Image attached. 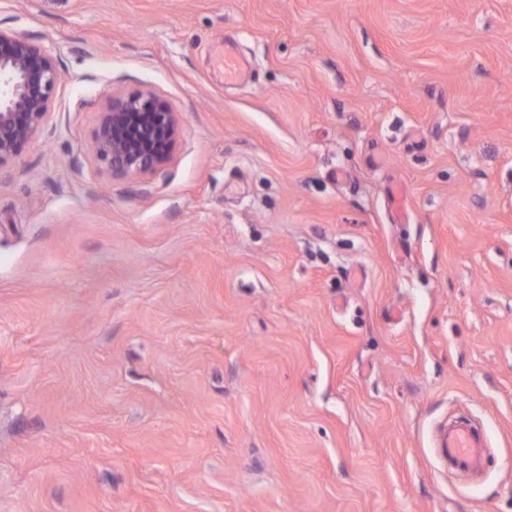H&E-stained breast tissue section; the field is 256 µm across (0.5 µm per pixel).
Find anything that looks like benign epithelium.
<instances>
[{"label": "benign epithelium", "mask_w": 512, "mask_h": 512, "mask_svg": "<svg viewBox=\"0 0 512 512\" xmlns=\"http://www.w3.org/2000/svg\"><path fill=\"white\" fill-rule=\"evenodd\" d=\"M61 81L39 43L0 28V167L44 126ZM180 129L178 113L153 94L114 97L100 113L91 153L114 177L153 173L169 160Z\"/></svg>", "instance_id": "7a95c632"}]
</instances>
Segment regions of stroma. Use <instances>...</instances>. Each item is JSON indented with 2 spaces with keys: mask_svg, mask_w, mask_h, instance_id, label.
Here are the masks:
<instances>
[{
  "mask_svg": "<svg viewBox=\"0 0 512 512\" xmlns=\"http://www.w3.org/2000/svg\"><path fill=\"white\" fill-rule=\"evenodd\" d=\"M0 27L63 75L0 167V512H512V0ZM139 93L181 132L115 179L89 145ZM460 417L475 475L436 441Z\"/></svg>",
  "mask_w": 512,
  "mask_h": 512,
  "instance_id": "35a3bbf8",
  "label": "stroma"
}]
</instances>
